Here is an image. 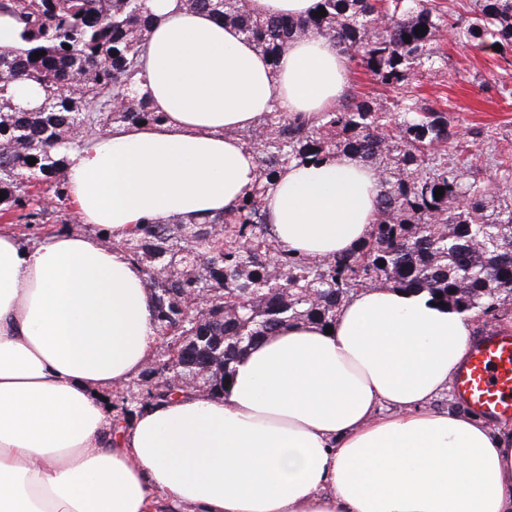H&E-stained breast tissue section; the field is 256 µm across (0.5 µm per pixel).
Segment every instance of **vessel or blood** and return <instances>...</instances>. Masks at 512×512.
I'll use <instances>...</instances> for the list:
<instances>
[{
	"label": "vessel or blood",
	"mask_w": 512,
	"mask_h": 512,
	"mask_svg": "<svg viewBox=\"0 0 512 512\" xmlns=\"http://www.w3.org/2000/svg\"><path fill=\"white\" fill-rule=\"evenodd\" d=\"M458 399L493 421L512 419V333L491 332L472 343L453 377Z\"/></svg>",
	"instance_id": "1"
}]
</instances>
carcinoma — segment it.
<instances>
[{"label":"carcinoma","mask_w":512,"mask_h":512,"mask_svg":"<svg viewBox=\"0 0 512 512\" xmlns=\"http://www.w3.org/2000/svg\"><path fill=\"white\" fill-rule=\"evenodd\" d=\"M185 3L237 26L274 63L301 34L328 37L392 96L349 92L312 123L268 113L238 132L257 154L259 182L233 208L196 224H137L120 242L143 269L166 343L127 416L179 392L220 395L259 340L299 322L332 325L361 287L425 291L477 316L512 304V187L471 177L454 160L448 113L410 90L445 31L464 46L498 44L509 62L512 0H469L461 11L458 0H317L326 16L303 18L255 15L249 0ZM1 14L21 24L25 47L0 48V219L37 227L69 200L61 149L162 118L131 95L150 16L147 0H0ZM38 51L45 55L31 57ZM23 85L43 91L39 107L13 104ZM340 153L378 169L379 217L349 255L294 256L272 234L266 192L283 166H319Z\"/></svg>","instance_id":"1"}]
</instances>
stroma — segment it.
I'll return each instance as SVG.
<instances>
[{
    "label": "stroma",
    "mask_w": 512,
    "mask_h": 512,
    "mask_svg": "<svg viewBox=\"0 0 512 512\" xmlns=\"http://www.w3.org/2000/svg\"><path fill=\"white\" fill-rule=\"evenodd\" d=\"M431 70L413 80L427 98L448 99V120L472 160L476 176L503 181L501 160H512V66L478 46H459L450 37Z\"/></svg>",
    "instance_id": "1"
}]
</instances>
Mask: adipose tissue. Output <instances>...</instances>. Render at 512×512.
Masks as SVG:
<instances>
[{"mask_svg":"<svg viewBox=\"0 0 512 512\" xmlns=\"http://www.w3.org/2000/svg\"><path fill=\"white\" fill-rule=\"evenodd\" d=\"M153 17L135 86L163 119L65 151L70 199L107 241L0 226V512H512V425L438 409L468 315L424 292L359 290L332 332L299 323L250 348L221 396H175L124 422L114 388L158 342L120 248L143 221L233 207L258 176L239 137L268 112L335 106L348 59L295 39L278 65L184 0ZM378 171L339 154L288 165L266 196L279 244L331 257L367 240Z\"/></svg>","mask_w":512,"mask_h":512,"instance_id":"1","label":"adipose tissue"}]
</instances>
